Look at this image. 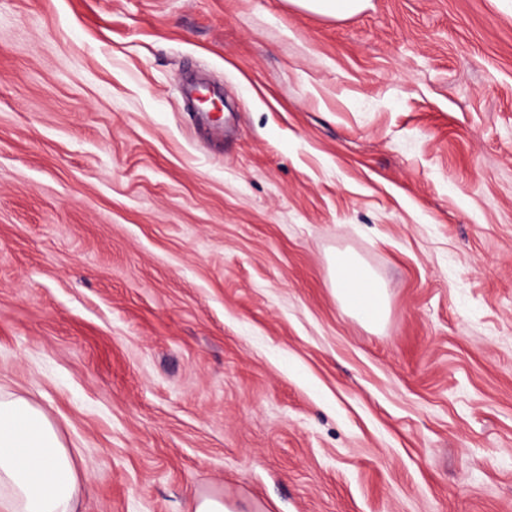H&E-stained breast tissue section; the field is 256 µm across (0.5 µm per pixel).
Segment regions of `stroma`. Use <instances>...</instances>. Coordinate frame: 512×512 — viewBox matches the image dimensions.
I'll use <instances>...</instances> for the list:
<instances>
[{
    "instance_id": "obj_1",
    "label": "stroma",
    "mask_w": 512,
    "mask_h": 512,
    "mask_svg": "<svg viewBox=\"0 0 512 512\" xmlns=\"http://www.w3.org/2000/svg\"><path fill=\"white\" fill-rule=\"evenodd\" d=\"M0 391L79 512H512V0H0ZM308 11L332 18H347L358 14L368 0H291ZM330 272L333 293L345 314L371 327L384 324L387 290L369 266L356 255L339 251L330 259Z\"/></svg>"
}]
</instances>
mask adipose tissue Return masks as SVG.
I'll return each mask as SVG.
<instances>
[{"label":"adipose tissue","mask_w":512,"mask_h":512,"mask_svg":"<svg viewBox=\"0 0 512 512\" xmlns=\"http://www.w3.org/2000/svg\"><path fill=\"white\" fill-rule=\"evenodd\" d=\"M330 272L345 314L371 327L384 324L387 290L369 266L340 251ZM79 488L75 461L47 413L25 397L0 393V512H77Z\"/></svg>","instance_id":"obj_1"}]
</instances>
